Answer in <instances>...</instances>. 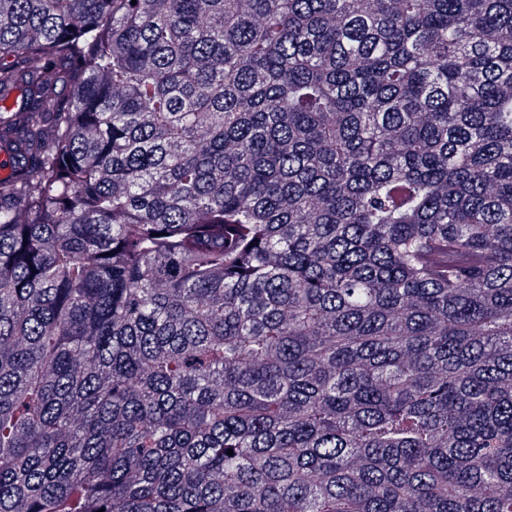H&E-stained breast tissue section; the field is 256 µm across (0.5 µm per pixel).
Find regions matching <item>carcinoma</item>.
<instances>
[{
	"mask_svg": "<svg viewBox=\"0 0 512 512\" xmlns=\"http://www.w3.org/2000/svg\"><path fill=\"white\" fill-rule=\"evenodd\" d=\"M0 148V512H512V0H0Z\"/></svg>",
	"mask_w": 512,
	"mask_h": 512,
	"instance_id": "1",
	"label": "carcinoma"
}]
</instances>
